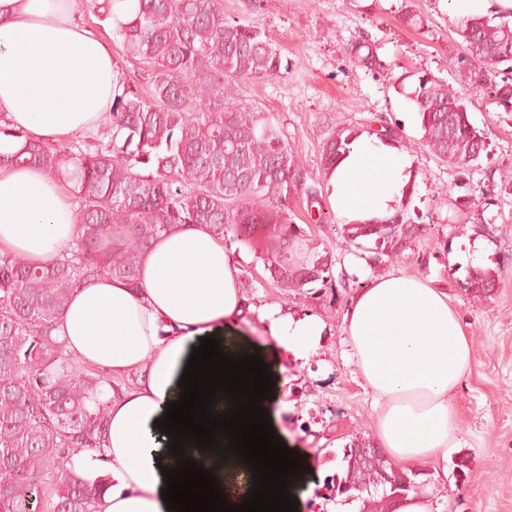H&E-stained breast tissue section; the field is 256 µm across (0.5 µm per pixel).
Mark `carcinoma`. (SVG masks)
<instances>
[{
	"instance_id": "cac0c4a2",
	"label": "carcinoma",
	"mask_w": 512,
	"mask_h": 512,
	"mask_svg": "<svg viewBox=\"0 0 512 512\" xmlns=\"http://www.w3.org/2000/svg\"><path fill=\"white\" fill-rule=\"evenodd\" d=\"M101 22L130 57L153 69L145 89L117 71L106 145L59 139L34 141L8 126L0 139L22 140L0 165H34L72 184L80 234L59 246L46 265L0 253V512H29L28 496L47 488L44 512H94L105 479H86L76 448L104 439V385L120 390L134 377L112 375L65 359L54 322L82 283L102 275L138 284L142 254L160 235L186 224L250 249L269 280L286 289H336V260L314 245L310 231L285 221L302 183L280 126L238 97V80L281 74V49L265 30L224 18L219 0H91ZM466 54L460 81L488 92L512 111V10L457 25ZM380 46L361 39L347 47L351 62L373 75L392 71ZM419 143L437 160L467 171L487 148L463 93L425 71H406ZM346 126L323 146L330 171L367 133L401 139L399 123ZM425 228L396 209L385 221L350 224L349 242L374 241L373 260L392 259ZM496 278L475 270L466 284L489 296ZM431 483L423 469L398 465L356 434L344 444L326 488L360 502L359 512H393L395 502Z\"/></svg>"
}]
</instances>
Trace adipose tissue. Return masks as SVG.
I'll list each match as a JSON object with an SVG mask.
<instances>
[{
  "label": "adipose tissue",
  "mask_w": 512,
  "mask_h": 512,
  "mask_svg": "<svg viewBox=\"0 0 512 512\" xmlns=\"http://www.w3.org/2000/svg\"><path fill=\"white\" fill-rule=\"evenodd\" d=\"M111 46L75 15L74 0H0V117L29 138L80 137L112 106ZM411 179L409 161L374 137L353 142L329 177V202L344 223L394 214ZM69 186L42 169L0 166V250L49 263L74 239ZM241 267L203 224L158 237L142 255L137 286L102 276L76 289L54 336L72 361L132 385L108 399L102 447L78 449L85 477L110 476L95 512H167L161 496L169 436L155 425L178 400L179 380L202 337L228 338L254 352L244 333L256 315L285 359L315 353V316L247 305ZM358 369L375 395L376 433L393 460L447 461L457 414L449 396L471 363L472 341L444 289L391 272L373 276L343 317Z\"/></svg>",
  "instance_id": "obj_1"
}]
</instances>
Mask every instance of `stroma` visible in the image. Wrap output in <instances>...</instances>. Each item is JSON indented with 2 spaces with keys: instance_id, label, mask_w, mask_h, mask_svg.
I'll return each instance as SVG.
<instances>
[{
  "instance_id": "obj_1",
  "label": "stroma",
  "mask_w": 512,
  "mask_h": 512,
  "mask_svg": "<svg viewBox=\"0 0 512 512\" xmlns=\"http://www.w3.org/2000/svg\"><path fill=\"white\" fill-rule=\"evenodd\" d=\"M226 19L262 29L279 45L287 71L273 78H243L238 93L245 103L279 123L306 183L329 193L323 175L322 146L342 126L369 124L383 116L399 121L403 150L416 173L408 203L410 218L428 230L397 258L369 263L365 249L348 243L343 224L330 205L325 222L313 219L304 195H296L288 220L309 225L313 240L333 252L336 270L349 281L336 297L287 291L268 281L249 248L233 244L242 272L254 277L255 305L313 314L324 324L315 355L289 366L280 425L300 443L309 468L296 490L298 512H336L339 498L328 497L326 480L351 434L376 435L373 394L363 380L342 332V318L360 277L401 271L442 285L461 314L472 340V361L452 395L458 413V446L449 463L468 458L467 474H436L437 463L421 466L433 476L425 493L431 512H512V112L488 93H465L472 122L487 134L488 148L462 174L423 148L418 120L409 100L391 81L356 68L346 47L368 36L382 56L401 69L425 70L455 83L454 57L463 54L448 0H219ZM411 11L420 26L404 25ZM480 197L468 213L456 212L453 199ZM482 243L485 268L495 270L497 291L489 298L464 289L470 267L461 260Z\"/></svg>"
}]
</instances>
